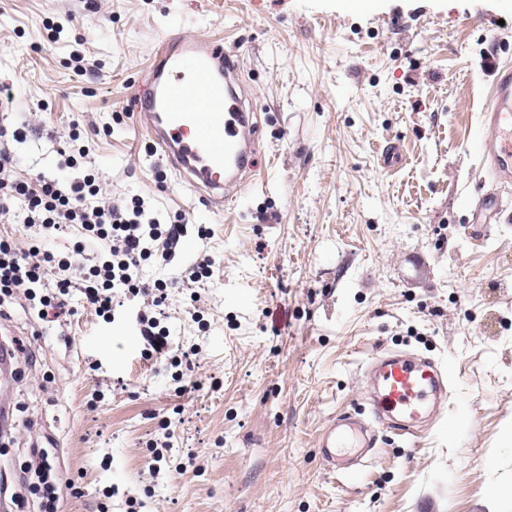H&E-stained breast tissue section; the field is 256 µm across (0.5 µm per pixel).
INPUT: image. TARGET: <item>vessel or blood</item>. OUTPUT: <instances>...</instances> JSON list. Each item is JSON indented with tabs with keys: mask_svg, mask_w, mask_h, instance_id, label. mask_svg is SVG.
<instances>
[{
	"mask_svg": "<svg viewBox=\"0 0 512 512\" xmlns=\"http://www.w3.org/2000/svg\"><path fill=\"white\" fill-rule=\"evenodd\" d=\"M239 71V57L208 37L169 33L136 101L153 149L213 213L237 198L259 154L255 125L238 88ZM480 131L478 149L496 186L480 193L470 212L473 223L492 224L504 210L499 188L512 183L511 65L495 71L493 101L480 115ZM364 376L373 392L371 422L338 416L321 441L324 464L347 476L354 473L347 449L371 452L382 425L414 432L426 418L436 417L449 381L446 368L433 359L387 351L369 359Z\"/></svg>",
	"mask_w": 512,
	"mask_h": 512,
	"instance_id": "1",
	"label": "vessel or blood"
}]
</instances>
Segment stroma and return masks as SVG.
<instances>
[{"mask_svg":"<svg viewBox=\"0 0 512 512\" xmlns=\"http://www.w3.org/2000/svg\"><path fill=\"white\" fill-rule=\"evenodd\" d=\"M349 2L0 0V85L38 130L16 175L58 173L75 126L89 149L76 176L99 171L113 204L141 198L190 224L173 261L143 266L168 283L167 352L134 314L103 319L77 292L61 323L0 298L38 358L14 360L0 391L8 512H40L38 455L66 512H124L129 497L140 512H512V191L500 223L469 221L490 181L473 141L495 66L512 64V0ZM171 31L239 55L260 126L262 159L217 217L150 157L130 110ZM77 53L94 73L76 75ZM199 252L215 274L184 285ZM193 348L177 379L170 356ZM383 350L442 362L445 409L417 439L381 431L356 477L334 475L319 441L366 404L362 368ZM166 427L154 481L149 445Z\"/></svg>","mask_w":512,"mask_h":512,"instance_id":"1","label":"stroma"}]
</instances>
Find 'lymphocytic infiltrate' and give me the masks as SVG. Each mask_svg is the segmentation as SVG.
Returning <instances> with one entry per match:
<instances>
[{"instance_id":"obj_1","label":"lymphocytic infiltrate","mask_w":512,"mask_h":512,"mask_svg":"<svg viewBox=\"0 0 512 512\" xmlns=\"http://www.w3.org/2000/svg\"><path fill=\"white\" fill-rule=\"evenodd\" d=\"M27 122H0V220L14 207H22L25 237L11 243L0 240V291L29 290L31 285H54L38 311L40 320L60 321L72 315L71 290H79L86 304L96 313L112 311L118 299L140 296L151 299L154 314L140 313L137 320L142 335L165 344L168 332L161 328L159 312L167 306L166 282L146 283L143 263L151 256L171 261L187 228L162 222L158 213L134 201L131 209L106 204L95 176L50 177L33 181L16 179L11 143H25ZM77 227L84 238L77 253L79 262L55 259L40 249V241Z\"/></svg>"}]
</instances>
